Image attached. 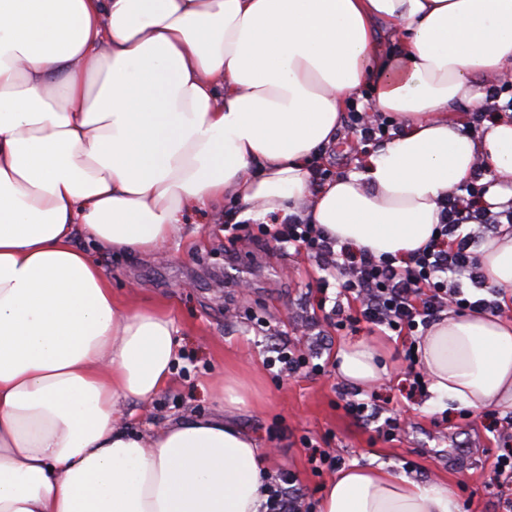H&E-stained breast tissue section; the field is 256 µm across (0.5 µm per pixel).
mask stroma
<instances>
[{
	"instance_id": "stroma-1",
	"label": "stroma",
	"mask_w": 512,
	"mask_h": 512,
	"mask_svg": "<svg viewBox=\"0 0 512 512\" xmlns=\"http://www.w3.org/2000/svg\"><path fill=\"white\" fill-rule=\"evenodd\" d=\"M351 124L344 118L329 157L318 165V180L353 167L363 139ZM238 213L225 204L224 221L215 224L208 213L186 211L185 235L152 256L78 243L110 276L118 301L166 306L179 331L174 384L149 405L130 402L123 409L134 428L146 432L186 413H210L225 377L232 375L250 392V406L236 415V423L259 448L271 450L272 474L291 473L313 502H320L331 476L312 472L307 462L312 443L334 451L347 468L382 465L418 482L451 487L460 512H502L490 479L497 435L512 425V407L473 410L448 400L434 405L428 391L407 396L410 337L380 336L363 322L336 328L318 306L315 282L321 271L313 258L277 246L259 222L238 221ZM299 312L317 321L324 361L334 362L339 343L362 339L386 359L389 379L360 389L334 374L288 375L268 368L273 347L304 345L293 329L292 317ZM351 395L376 400L386 415H408L412 424L385 440L374 425L347 414Z\"/></svg>"
}]
</instances>
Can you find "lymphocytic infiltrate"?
I'll use <instances>...</instances> for the list:
<instances>
[{
    "label": "lymphocytic infiltrate",
    "instance_id": "obj_1",
    "mask_svg": "<svg viewBox=\"0 0 512 512\" xmlns=\"http://www.w3.org/2000/svg\"><path fill=\"white\" fill-rule=\"evenodd\" d=\"M480 190L454 196L444 207L437 235L407 262L374 257L348 249H337L333 239L319 225L294 222L266 226L267 235L279 243L293 244L314 258L327 276L318 284L320 294L337 286L331 313L337 321L350 318L366 322L379 331L415 335L419 327L434 322L448 306L461 310L500 313L499 302L481 297L487 284L480 261L473 250L471 235L461 228L469 222L512 224V208L495 213L478 208ZM467 275L475 294L463 291L458 277ZM356 301V313H348L345 301Z\"/></svg>",
    "mask_w": 512,
    "mask_h": 512
}]
</instances>
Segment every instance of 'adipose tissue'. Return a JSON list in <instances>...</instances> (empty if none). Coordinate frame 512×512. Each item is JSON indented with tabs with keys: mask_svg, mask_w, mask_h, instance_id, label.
Instances as JSON below:
<instances>
[{
	"mask_svg": "<svg viewBox=\"0 0 512 512\" xmlns=\"http://www.w3.org/2000/svg\"><path fill=\"white\" fill-rule=\"evenodd\" d=\"M509 73L512 0H0V512H260L271 473L234 386L208 416L126 428V402L172 385L177 330L162 307L115 300L76 238L149 255L181 237L184 210L232 202L407 258L476 173L494 178L482 206L512 202V117L486 112ZM366 86L398 132L316 183ZM481 251L489 285L512 288V229ZM417 352L438 398L512 406V320L444 313ZM336 372L369 387L388 369L349 341ZM320 512L459 503L353 466Z\"/></svg>",
	"mask_w": 512,
	"mask_h": 512,
	"instance_id": "1",
	"label": "adipose tissue"
}]
</instances>
